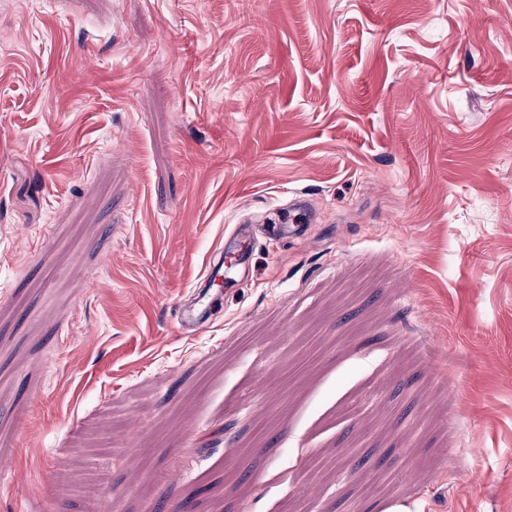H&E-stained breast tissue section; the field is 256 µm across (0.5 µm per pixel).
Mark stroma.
Masks as SVG:
<instances>
[{
    "mask_svg": "<svg viewBox=\"0 0 512 512\" xmlns=\"http://www.w3.org/2000/svg\"><path fill=\"white\" fill-rule=\"evenodd\" d=\"M1 459L0 512H512V0H0ZM252 243L247 235L241 233L234 246L226 252V255L224 254V257L221 254L217 260L214 259L210 262L199 288L208 293L216 286L220 287L224 283V263L236 266L245 265Z\"/></svg>",
    "mask_w": 512,
    "mask_h": 512,
    "instance_id": "1",
    "label": "stroma"
}]
</instances>
